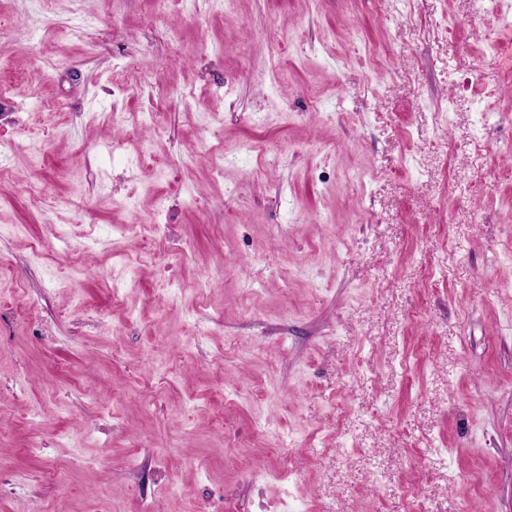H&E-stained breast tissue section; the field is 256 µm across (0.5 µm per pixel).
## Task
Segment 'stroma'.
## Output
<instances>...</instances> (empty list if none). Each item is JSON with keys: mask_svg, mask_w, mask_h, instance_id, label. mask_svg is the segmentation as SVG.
<instances>
[{"mask_svg": "<svg viewBox=\"0 0 512 512\" xmlns=\"http://www.w3.org/2000/svg\"><path fill=\"white\" fill-rule=\"evenodd\" d=\"M509 25L0 0V512H512Z\"/></svg>", "mask_w": 512, "mask_h": 512, "instance_id": "1", "label": "stroma"}]
</instances>
